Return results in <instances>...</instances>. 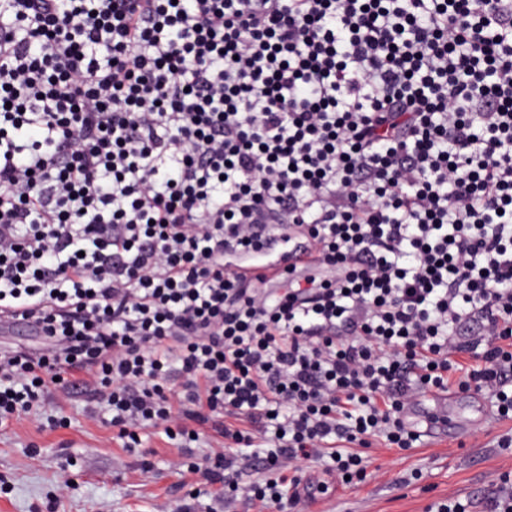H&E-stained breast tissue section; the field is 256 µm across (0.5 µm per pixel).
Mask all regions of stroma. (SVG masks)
<instances>
[{
	"mask_svg": "<svg viewBox=\"0 0 512 512\" xmlns=\"http://www.w3.org/2000/svg\"><path fill=\"white\" fill-rule=\"evenodd\" d=\"M459 371L449 376L452 399L418 395L421 412L445 413L465 430L462 437L423 436L424 422L410 419L419 437L401 450L384 438L372 447L351 446L366 471L364 479L342 484L323 461L310 459L288 468L287 477L306 483L305 497L293 508L253 500L249 488L263 474L242 464L240 489L195 483L175 468L180 451L164 434L146 437L143 451L132 452L114 439L105 422L85 417V401L50 393L41 416H24L0 429V512H180L194 498L195 512H431L459 500L470 512H483V498L505 475H512V417H501L486 398L472 397ZM59 428L47 429V420Z\"/></svg>",
	"mask_w": 512,
	"mask_h": 512,
	"instance_id": "1",
	"label": "stroma"
}]
</instances>
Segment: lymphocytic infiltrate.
<instances>
[{"instance_id":"lymphocytic-infiltrate-1","label":"lymphocytic infiltrate","mask_w":512,"mask_h":512,"mask_svg":"<svg viewBox=\"0 0 512 512\" xmlns=\"http://www.w3.org/2000/svg\"><path fill=\"white\" fill-rule=\"evenodd\" d=\"M2 315L42 345L0 348L1 427L53 385L128 448L205 424L180 467L247 448L262 503L410 447L452 355L511 415L512 0H0Z\"/></svg>"}]
</instances>
